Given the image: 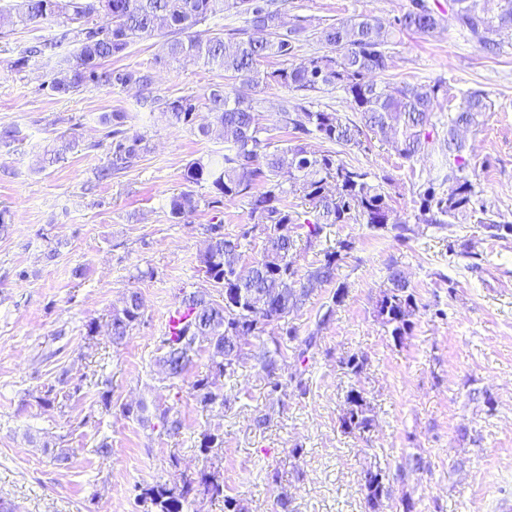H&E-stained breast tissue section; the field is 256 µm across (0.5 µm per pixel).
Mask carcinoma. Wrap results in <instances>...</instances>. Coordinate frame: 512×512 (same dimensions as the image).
<instances>
[{"instance_id":"cac0c4a2","label":"carcinoma","mask_w":512,"mask_h":512,"mask_svg":"<svg viewBox=\"0 0 512 512\" xmlns=\"http://www.w3.org/2000/svg\"><path fill=\"white\" fill-rule=\"evenodd\" d=\"M455 16L481 49L500 53L503 42L498 34L512 31V0H498L494 16L485 13L481 0H453ZM284 0H19L14 7L22 22H54L65 19L67 28L54 46H74L70 54L57 56L49 85L61 94L79 92L89 86L114 84L139 86L150 95L154 80L150 73L112 70L104 62L122 55L136 40L168 29L176 38L166 43V55L173 61L192 58L243 78L239 87L210 89L204 98L180 96L164 102L165 112L174 125L191 126L204 108L213 114L215 127L200 126L209 136L218 131L229 147L220 159L190 162L184 170L185 189L171 197L170 214L180 218L200 207L202 197L196 188L211 189L207 205L216 208L237 198L249 199L254 224H244L232 237L224 236L222 225L213 224L211 241L200 259L201 270L222 300L208 292L182 294L177 306L181 319L161 340L162 369L168 388H180L188 366L201 350L204 337H216L207 347L208 374L196 379L191 388L202 407L224 404L213 379L225 375L224 361L237 351L236 360L248 358L247 337L267 335L273 349L260 361L271 391L283 390L279 381V356L283 340L294 341L297 331L288 316L305 305L310 287L335 279L341 262L353 249L349 240L323 251L321 258L302 269L293 260L294 227L304 231L308 244L322 239L335 224L362 221L375 228L398 231L405 238L407 225L397 220L383 184L388 175L370 172L345 163L327 151L311 149L308 139L318 138L343 146L364 148L367 133L388 143L403 159L411 161L424 154L440 152L448 156V189L429 180L419 193L416 220L443 227L475 220L490 240L512 239V223L496 220L488 213L480 193L477 173L465 155V144L457 136L461 126L478 125L488 108L487 95L471 91L448 106V132L441 135L434 121L439 98L453 100L448 86L410 82L378 84L373 75L388 68V46L396 32L430 34L440 25V16L427 0H409L408 7L391 22L366 15L332 22L319 32L328 48L299 66L273 71L261 69L270 58L283 61L293 56L297 42L307 31L303 20L285 27ZM234 12L247 16L250 28L236 32L231 44L222 36L204 37L197 26L217 13ZM104 14L106 25H92L90 18ZM270 82L292 91H318L340 87L346 93L355 119L336 112L315 110L306 101H289L281 109L283 128L289 138L283 146L274 145L271 129L262 123L254 106L253 92ZM127 115L113 112L102 118L110 127L107 163L98 178L107 180L128 169L146 150L143 135L125 128ZM288 189H282V180ZM299 197L309 209L299 212L289 206L285 193ZM262 226L265 247L260 258L245 268L241 265L242 247L253 238L255 227ZM418 310L416 297L401 271L388 269L387 287L375 303L380 324L401 343L413 328ZM141 298L130 293L122 307L112 311L109 336L122 343L141 319ZM370 402L364 390L352 388L345 398L341 418L343 431L364 433L370 430ZM154 418L167 434L183 427L175 405L155 406ZM224 500V512H244L240 501L224 494V480L211 472H201L191 481L179 478L167 483L135 487V502L142 512H186L197 494ZM369 512H379L391 487L382 471L365 486Z\"/></svg>"}]
</instances>
